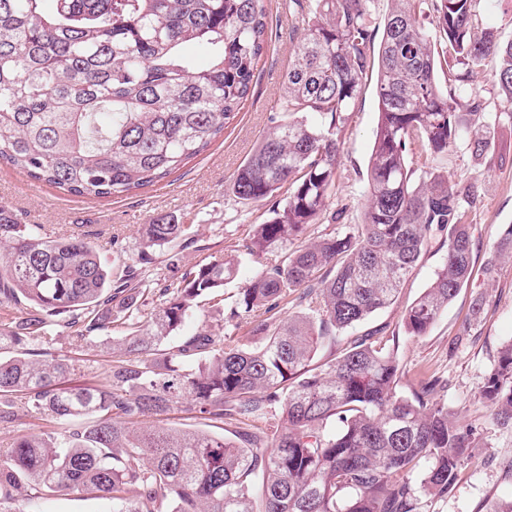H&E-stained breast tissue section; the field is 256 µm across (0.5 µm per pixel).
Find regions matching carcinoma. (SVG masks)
<instances>
[{
  "label": "carcinoma",
  "instance_id": "cac0c4a2",
  "mask_svg": "<svg viewBox=\"0 0 512 512\" xmlns=\"http://www.w3.org/2000/svg\"><path fill=\"white\" fill-rule=\"evenodd\" d=\"M0 0V160L71 195L107 198L152 186L224 133L242 109L271 44L264 0ZM374 49L371 0H313L285 73L288 121L263 136L231 191L274 200L249 255L298 242L230 296L224 317L270 312L299 294L307 312L224 345V325L171 344L198 298L216 301L238 260L212 256L158 289L124 266L117 284L91 238L55 239L0 206V423L20 411L46 429L0 448V512H34L47 496L81 492L112 512H421L448 496L471 457L473 429L437 400V379L399 394L398 347L344 333L394 303L431 239L447 252L431 285L402 317L423 336L473 273L463 207L473 182L451 183L437 162L469 139L485 157L494 117L459 111L457 94L496 60L494 80L512 101V38L474 32L476 0H392ZM206 44L198 67L182 54ZM378 52L379 123L360 224L309 237L335 186L349 112ZM426 158L415 167L410 147ZM193 242L192 225L160 216L143 226L137 261L151 264ZM512 261V224L488 263ZM124 336H112L116 322ZM95 345L103 371L72 387L84 366L58 346ZM328 360L315 364L318 346ZM512 428V341L481 392ZM187 402L203 418L236 425L232 437L140 425Z\"/></svg>",
  "mask_w": 512,
  "mask_h": 512
}]
</instances>
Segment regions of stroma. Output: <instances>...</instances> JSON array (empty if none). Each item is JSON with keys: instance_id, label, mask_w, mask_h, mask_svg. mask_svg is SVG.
<instances>
[{"instance_id": "obj_1", "label": "stroma", "mask_w": 512, "mask_h": 512, "mask_svg": "<svg viewBox=\"0 0 512 512\" xmlns=\"http://www.w3.org/2000/svg\"><path fill=\"white\" fill-rule=\"evenodd\" d=\"M272 29L269 51L258 65L251 93L242 110L224 126V134L201 155L155 185L123 197L88 199L27 177L23 171L0 165V206L11 209L22 224L44 225L54 237L92 234L106 259L121 257L133 263L141 246V228L160 214L193 225L197 242L181 250L182 267L212 254L242 255L235 277L224 291L234 294L263 265L281 261L291 252L283 245L258 257L246 255L256 224L269 216L267 207L244 205L230 185L258 141L280 118L286 88L283 75L293 46L302 34V16L294 0H266ZM376 72L367 73L363 95L353 106L344 132V151L329 211L343 210L344 221L360 223L367 184V166L379 113L374 95ZM471 88L482 112L500 114L492 131L493 147L476 159L467 139H460L441 165L450 181L473 180L479 196L466 206L464 221L472 227L477 273L468 287L444 309L436 324L420 337L399 334L402 313L431 284L446 254L433 241L420 258L394 305L372 316L365 329L389 325L398 333L401 380L398 390L410 394L418 382L441 378L447 385L440 398L459 420L471 424L475 448L448 498L433 501L428 512H487L491 504L512 498V429L497 426L482 402L485 378L503 344L512 341V262L483 272L500 225L512 224V102L499 91L491 68L474 75ZM483 298L485 310L473 319L471 306Z\"/></svg>"}]
</instances>
